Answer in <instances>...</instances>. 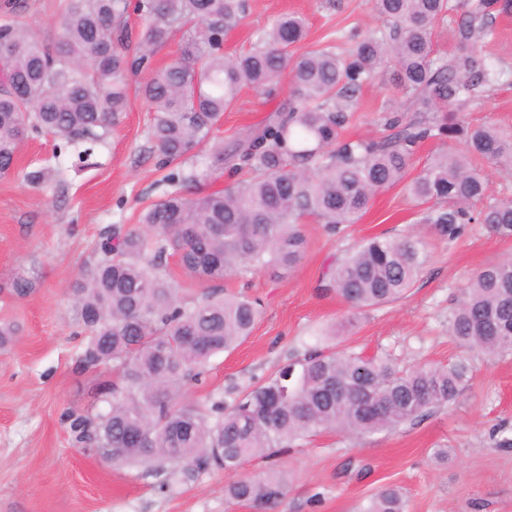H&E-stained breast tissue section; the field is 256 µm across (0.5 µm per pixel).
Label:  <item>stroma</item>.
<instances>
[{
  "mask_svg": "<svg viewBox=\"0 0 512 512\" xmlns=\"http://www.w3.org/2000/svg\"><path fill=\"white\" fill-rule=\"evenodd\" d=\"M19 17L45 40L57 37L66 0H17ZM285 13L305 18L301 50L336 43L341 32L381 26L374 0H244L243 18L224 37V51L250 50L258 33ZM496 37L479 55L503 72L501 81L466 108L468 121L512 128V16L497 18ZM284 87L244 89L224 114L219 134L232 140L263 123L285 101ZM394 106L388 80L359 95L349 136L378 137ZM152 114L138 92L117 129L87 155L77 156L42 133L22 147L17 172L0 176V324L17 327L0 350V512H254L227 501L224 471L207 469L191 479L143 462L105 458L80 442L67 413L97 402L111 366L84 367L87 336L72 312L81 269L101 257L105 230L139 225L141 213L160 199L165 171L150 152ZM49 171L44 184L25 183L20 169ZM420 208L404 185L379 193L354 224L333 229L307 221L308 249L291 272L246 268L225 278L224 289L257 300L262 316L234 350L214 356L202 384L187 396L201 410L227 398L231 388L266 380L285 363L317 348L354 347L403 366H445L469 357L470 385L456 400L427 411L393 431L352 439L321 432L295 441L279 455L258 457L243 473L259 478L283 472L288 493L276 512H354L377 489L400 488L409 512H512V353L466 355L448 334V314L461 288L481 268L512 257L503 240L479 224L450 242L419 225ZM411 232L427 242L428 258L404 299L368 311L347 328L348 305L322 282L330 268L362 239ZM20 275L34 282L22 298L11 293ZM448 451L445 461L436 449Z\"/></svg>",
  "mask_w": 512,
  "mask_h": 512,
  "instance_id": "1",
  "label": "stroma"
}]
</instances>
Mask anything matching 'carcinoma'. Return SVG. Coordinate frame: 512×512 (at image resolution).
Listing matches in <instances>:
<instances>
[{
    "instance_id": "1",
    "label": "carcinoma",
    "mask_w": 512,
    "mask_h": 512,
    "mask_svg": "<svg viewBox=\"0 0 512 512\" xmlns=\"http://www.w3.org/2000/svg\"><path fill=\"white\" fill-rule=\"evenodd\" d=\"M386 25L297 54L306 21L276 18L255 47L224 54L243 0H67L57 39L37 38L24 22H0V175L11 173L21 146L45 131L68 146L102 142L129 103L128 75L175 29L192 26L177 56L149 73L139 92L153 112L150 149L170 169L163 197L148 206L141 228L114 225L100 244L102 259L83 270L74 290L76 321L88 334L81 361L112 364L103 386L106 413H70V427L106 456L182 474L237 469L277 454L288 442L325 430L353 439L395 430L425 409L455 400L472 377L468 359L439 367L401 368L350 348L316 350L290 361L269 380L231 392L203 413L186 401L203 381L211 357L250 336L256 302L212 290L186 303L161 272L173 251L201 284L240 267L294 268L304 257L309 218L333 228L356 223L375 196L404 181L415 147L441 143L422 172L406 184L422 209L418 223L453 241L481 224L512 239V197H494L480 160L512 164V131L471 125L461 110L501 75L478 58L476 42L491 38L493 18L512 0H374ZM463 14H458L459 8ZM141 24H130V11ZM460 15L456 53L438 51V29ZM393 64V95L416 115L385 118L377 139H345L358 94ZM287 103L266 122L229 142L217 125L244 88L263 92L282 81ZM205 166L186 165L201 144ZM241 165L254 176L227 190L206 187ZM426 254L417 233L372 236L329 272V286L361 315L404 297ZM448 335L466 351L512 352V258L479 270L460 292ZM288 493L284 474L239 476L225 495L272 509ZM359 512H408L393 486H383Z\"/></svg>"
}]
</instances>
